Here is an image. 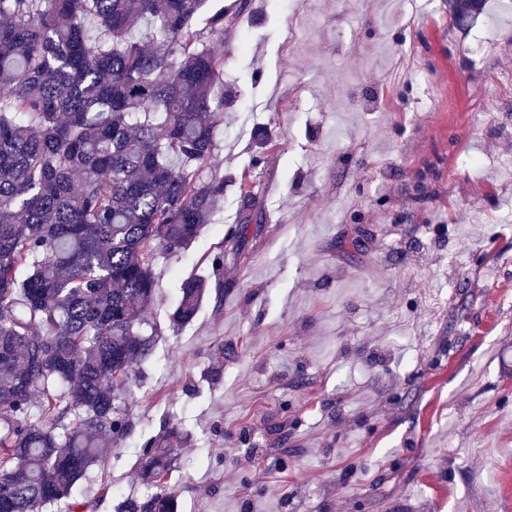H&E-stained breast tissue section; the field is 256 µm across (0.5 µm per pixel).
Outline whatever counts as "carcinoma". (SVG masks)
Masks as SVG:
<instances>
[{
	"mask_svg": "<svg viewBox=\"0 0 512 512\" xmlns=\"http://www.w3.org/2000/svg\"><path fill=\"white\" fill-rule=\"evenodd\" d=\"M206 0H0V512L70 505L104 439L123 438L130 367L151 354L154 255L186 249L223 209L204 177L224 121L223 59L195 28ZM468 26L483 0H451ZM79 177L73 186L72 177ZM240 225L260 231L247 177ZM208 280L182 281L175 326ZM177 428L147 440L160 493L118 512H178Z\"/></svg>",
	"mask_w": 512,
	"mask_h": 512,
	"instance_id": "carcinoma-1",
	"label": "carcinoma"
}]
</instances>
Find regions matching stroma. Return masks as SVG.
Instances as JSON below:
<instances>
[{
	"mask_svg": "<svg viewBox=\"0 0 512 512\" xmlns=\"http://www.w3.org/2000/svg\"><path fill=\"white\" fill-rule=\"evenodd\" d=\"M209 5L224 220L156 254L132 428L77 502H144L141 447L176 427L179 512H512V12L461 34L448 0ZM245 172L262 230L216 269ZM190 275L223 296L177 328Z\"/></svg>",
	"mask_w": 512,
	"mask_h": 512,
	"instance_id": "stroma-1",
	"label": "stroma"
}]
</instances>
